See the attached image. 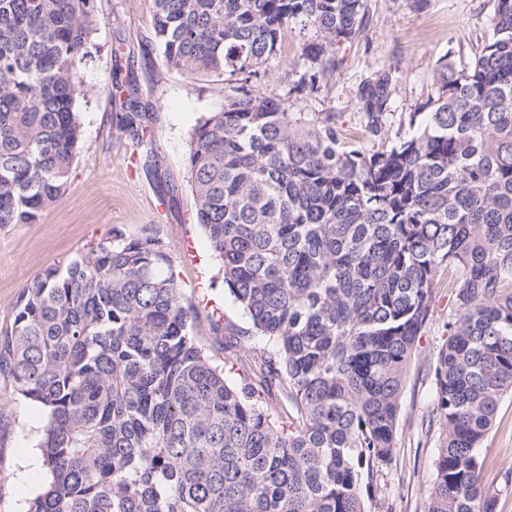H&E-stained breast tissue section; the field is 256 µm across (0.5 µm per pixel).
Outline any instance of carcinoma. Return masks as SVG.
<instances>
[{
	"label": "carcinoma",
	"instance_id": "cac0c4a2",
	"mask_svg": "<svg viewBox=\"0 0 512 512\" xmlns=\"http://www.w3.org/2000/svg\"><path fill=\"white\" fill-rule=\"evenodd\" d=\"M100 23L94 0H0V226L36 223L66 190L78 62ZM368 23L369 0H155L166 65L235 82L195 126L187 172L224 285L273 347L226 379L154 224L27 280L0 337L15 391L47 416L48 483L27 512H369L444 286L426 512H495L479 448L512 393V0H493L473 60L441 62L409 130L372 151L352 141L385 135L398 68L358 85L352 130L289 104L333 78ZM289 27L304 70L282 96L259 66ZM138 108L118 126L146 147L154 117ZM208 324L224 363H244L245 331Z\"/></svg>",
	"mask_w": 512,
	"mask_h": 512
}]
</instances>
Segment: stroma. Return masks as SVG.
<instances>
[{
  "label": "stroma",
  "instance_id": "stroma-1",
  "mask_svg": "<svg viewBox=\"0 0 512 512\" xmlns=\"http://www.w3.org/2000/svg\"><path fill=\"white\" fill-rule=\"evenodd\" d=\"M366 39L344 44V67L318 96L302 98L297 112H343L346 125L357 119L354 95L373 71L399 69L393 105L383 141L391 144L408 128L410 112L435 93L440 60L462 65L473 59L491 35L490 0H430L421 11L405 0H370ZM101 18L90 56L79 66L86 95L79 102L82 149L66 192L37 223L0 227V330L10 326L22 285L55 266L83 254L90 240L118 227L137 233L142 225H159L168 239L179 283L195 301H209L242 329L248 319L224 286L202 228L194 222V197L187 184L186 156L197 122L222 111L230 89L209 74L190 75L167 67L152 43L154 0H95ZM301 38L291 32L283 47L260 67L266 84L284 89L288 76L301 70ZM137 89L154 121V164H135L134 146L118 128L115 115L125 108V93ZM451 292L440 289L434 316L410 366L402 398L397 464L386 471L385 496L371 512H424L433 478L437 435L427 429L434 388L426 369L446 340ZM46 417L18 395L12 379L0 373V512H26L42 486L41 460H34V480L21 478V452L33 447ZM483 481L496 492V512H512V396L502 401L495 425L483 440Z\"/></svg>",
  "mask_w": 512,
  "mask_h": 512
}]
</instances>
